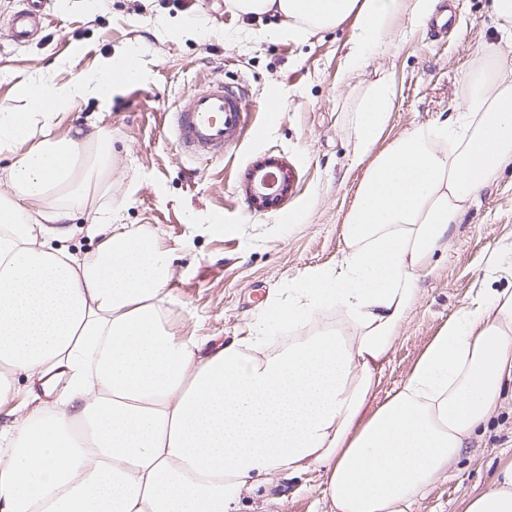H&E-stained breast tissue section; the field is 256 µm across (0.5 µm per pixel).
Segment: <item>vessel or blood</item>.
Masks as SVG:
<instances>
[{
  "mask_svg": "<svg viewBox=\"0 0 512 512\" xmlns=\"http://www.w3.org/2000/svg\"><path fill=\"white\" fill-rule=\"evenodd\" d=\"M44 0H22L10 27L16 44L29 42L41 26ZM244 102L239 86L212 83L184 94L170 114L177 149L198 158L222 156L242 128Z\"/></svg>",
  "mask_w": 512,
  "mask_h": 512,
  "instance_id": "1",
  "label": "vessel or blood"
}]
</instances>
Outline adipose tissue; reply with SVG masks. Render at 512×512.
Returning a JSON list of instances; mask_svg holds the SVG:
<instances>
[{"mask_svg":"<svg viewBox=\"0 0 512 512\" xmlns=\"http://www.w3.org/2000/svg\"><path fill=\"white\" fill-rule=\"evenodd\" d=\"M439 0H232L277 14L292 34L353 20L346 74L386 49L399 16L418 24ZM136 51L67 84L19 82L0 105V512H235L243 496L306 472L324 477V512H412L446 478L512 380V292L478 291L407 379L368 410L419 277L460 216L512 165V66L462 78L460 110L375 145L394 108L390 80L352 110L362 168L345 249L268 307L252 335L179 339L168 250L113 221L112 139L57 134L79 101L105 105L142 80ZM92 215L89 257L65 241ZM337 328L317 326L325 309ZM313 325L282 344L281 328ZM24 389H17V382ZM466 512H512V462Z\"/></svg>","mask_w":512,"mask_h":512,"instance_id":"1","label":"adipose tissue"}]
</instances>
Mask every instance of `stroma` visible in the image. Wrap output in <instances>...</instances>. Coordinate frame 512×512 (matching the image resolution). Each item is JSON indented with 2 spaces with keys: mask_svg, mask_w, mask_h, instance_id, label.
I'll use <instances>...</instances> for the list:
<instances>
[{
  "mask_svg": "<svg viewBox=\"0 0 512 512\" xmlns=\"http://www.w3.org/2000/svg\"><path fill=\"white\" fill-rule=\"evenodd\" d=\"M489 0H453L446 28L412 25L406 41L346 75L352 22L306 38L286 20L248 17L227 0H46L47 24L26 45L13 44L10 18L20 0H0V104L18 105L19 81L45 75L75 80L126 50L138 51L141 83L117 88L107 106L76 103L58 132L97 129L112 137V204L118 221L153 235L173 257L168 289L176 336L222 343L250 335L271 302L314 269L342 256L344 217L359 171L350 167L347 107L388 75L394 110L378 145L437 116H450L463 74L481 66L488 46L512 64V40L501 37ZM243 77L249 85L246 128L213 161L181 154L165 124L180 96L209 82ZM275 160L290 177L281 199L251 204L256 164ZM512 244V166L481 192L454 225L432 271L419 279L418 301L402 325L372 402L402 383L414 362L474 296L477 286L512 290V273L494 271L490 255ZM512 460V383L500 411L480 431L448 478L413 512H464L467 501ZM324 479L308 473L283 481V512H320Z\"/></svg>",
  "mask_w": 512,
  "mask_h": 512,
  "instance_id": "1",
  "label": "stroma"
}]
</instances>
